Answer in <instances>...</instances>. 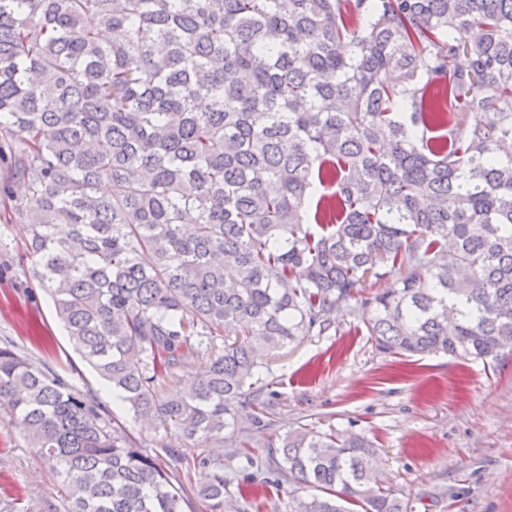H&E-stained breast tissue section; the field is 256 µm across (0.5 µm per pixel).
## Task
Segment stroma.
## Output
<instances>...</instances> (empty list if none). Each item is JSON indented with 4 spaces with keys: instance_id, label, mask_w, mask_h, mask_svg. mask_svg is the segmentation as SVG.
Masks as SVG:
<instances>
[{
    "instance_id": "1",
    "label": "stroma",
    "mask_w": 512,
    "mask_h": 512,
    "mask_svg": "<svg viewBox=\"0 0 512 512\" xmlns=\"http://www.w3.org/2000/svg\"><path fill=\"white\" fill-rule=\"evenodd\" d=\"M20 217L0 220V337L52 365L72 384L102 392L103 384L59 323L50 295L34 276ZM361 301L336 312L331 326L271 352L262 377L273 396L263 426L241 410L224 432L226 496L247 512H272L265 482L269 444L300 426L330 433L362 431L378 445L380 481L412 512H512V352L483 362L384 352L368 334ZM153 447L209 453L211 441L184 443L174 426L129 422ZM251 438L257 461L240 499L232 479L241 459L238 435ZM0 512H67L48 460L0 408Z\"/></svg>"
}]
</instances>
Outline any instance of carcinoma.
<instances>
[{
    "instance_id": "cac0c4a2",
    "label": "carcinoma",
    "mask_w": 512,
    "mask_h": 512,
    "mask_svg": "<svg viewBox=\"0 0 512 512\" xmlns=\"http://www.w3.org/2000/svg\"><path fill=\"white\" fill-rule=\"evenodd\" d=\"M1 154L84 360L186 442L264 413L262 359L371 278L379 348L512 350V0H0ZM0 406L69 512H185L199 467L224 512V458L149 447L7 338ZM278 443L286 512H408L367 435ZM200 362H202V360ZM200 362H192L181 368L175 377L165 378L164 382H160V386L158 387L159 392L164 394L171 390L188 387L201 372L203 363Z\"/></svg>"
}]
</instances>
